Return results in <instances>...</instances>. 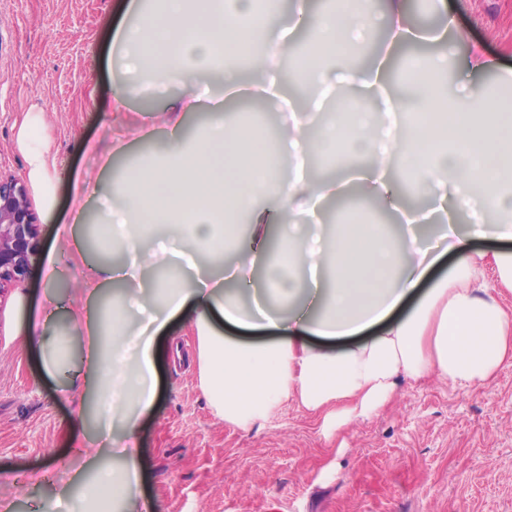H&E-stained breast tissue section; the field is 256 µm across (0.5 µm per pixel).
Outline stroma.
<instances>
[{"mask_svg":"<svg viewBox=\"0 0 512 512\" xmlns=\"http://www.w3.org/2000/svg\"><path fill=\"white\" fill-rule=\"evenodd\" d=\"M454 25L449 83L460 59L480 53L491 69L470 76L480 93L512 71V0H431L417 25ZM120 0H0V174L27 182L19 134L30 111L44 113L56 200L30 203L42 249L58 246L78 192L110 186L102 167L118 140L144 150L138 127L162 131L166 96L128 85L112 37L134 23ZM44 300L39 276L0 294V505L31 512L61 491V462L88 474L66 425L80 395L46 376L39 353L6 342L3 313L16 295ZM183 357L160 367V398L141 421L144 492L153 512H512V367L469 392L441 382L401 381L394 400L331 432L295 403L247 430L215 417L190 357L184 321L163 338Z\"/></svg>","mask_w":512,"mask_h":512,"instance_id":"1","label":"stroma"}]
</instances>
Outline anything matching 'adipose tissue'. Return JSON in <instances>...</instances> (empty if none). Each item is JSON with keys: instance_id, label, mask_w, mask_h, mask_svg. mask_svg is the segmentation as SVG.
Segmentation results:
<instances>
[{"instance_id": "ef3b65f1", "label": "adipose tissue", "mask_w": 512, "mask_h": 512, "mask_svg": "<svg viewBox=\"0 0 512 512\" xmlns=\"http://www.w3.org/2000/svg\"><path fill=\"white\" fill-rule=\"evenodd\" d=\"M139 20L115 36L126 49V79L150 76L157 90L181 87L185 112H208L198 133L182 119L168 123L159 158L128 170L122 183L100 195L101 258L88 257L78 225L59 238L93 276L67 315L76 328L78 359L46 334L54 303L34 307L17 297L6 312L14 339L39 351L44 371L61 389L88 403L70 420L71 439L90 470L96 512H112L117 498L135 493L144 461L139 420L159 400L160 338L174 320L189 318L197 336L200 388L216 417L246 429L263 423L293 400L339 427L367 418L390 401L400 379L444 381L468 391L512 366V251L469 248L455 232L428 243L419 213L405 211L394 191L393 167L435 187L436 213L475 223L495 218V234L512 241V92L480 96L462 82L442 81L443 56L415 57L412 82L402 94L385 88L396 53L419 42L406 0H338L313 13L310 0H293V27H308V51L296 81L308 92L303 105L281 115L280 147L294 160L291 175L270 190L257 188L265 170L263 129L224 110L237 94L234 59L263 43L260 68L271 96L281 94L271 64L289 48L273 42L277 18L259 0H159L147 10L130 0ZM386 38L370 66L356 50L375 26ZM376 98L375 111L354 112L312 128L338 91ZM43 114L23 135L30 181L46 208L54 206L48 145L39 137ZM363 156L313 180L311 157ZM381 199L402 216L406 240L382 224L355 217L325 229L322 206L352 196ZM458 261L403 318L392 311L435 263L436 248ZM277 332L275 341L244 344L225 326ZM353 337L331 349L326 339ZM120 424L123 466L99 463L90 428Z\"/></svg>"}]
</instances>
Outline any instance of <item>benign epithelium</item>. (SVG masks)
Instances as JSON below:
<instances>
[{
	"instance_id": "1",
	"label": "benign epithelium",
	"mask_w": 512,
	"mask_h": 512,
	"mask_svg": "<svg viewBox=\"0 0 512 512\" xmlns=\"http://www.w3.org/2000/svg\"><path fill=\"white\" fill-rule=\"evenodd\" d=\"M39 245L26 187L0 177V293L28 278Z\"/></svg>"
}]
</instances>
